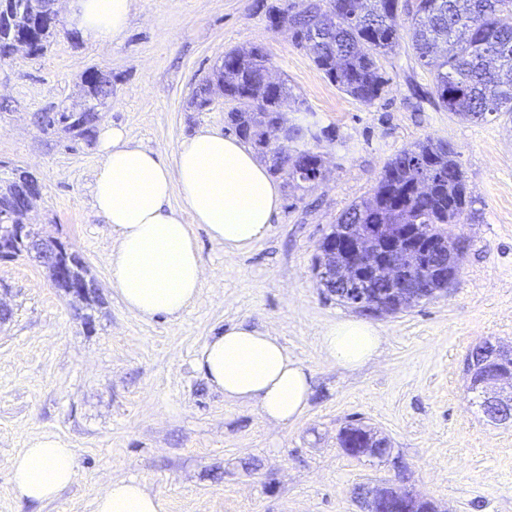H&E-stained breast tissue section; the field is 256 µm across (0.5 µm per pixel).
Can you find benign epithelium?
<instances>
[{"mask_svg": "<svg viewBox=\"0 0 512 512\" xmlns=\"http://www.w3.org/2000/svg\"><path fill=\"white\" fill-rule=\"evenodd\" d=\"M28 224H3L0 226V260L9 259L20 245L26 256L37 261L45 269L59 271L69 261V247L59 239L40 237L31 239L24 234ZM372 232L361 234L358 225L347 224L343 229V241L351 244L346 254V262L340 269L327 264L326 253L336 250V234L329 232L319 244L316 275L320 285L328 286L326 292L336 297L345 306L362 313L391 315L398 312L385 299L378 304L366 302L371 286L376 281H400L404 283L402 302L416 306L430 298L423 288L416 286L411 275V267L406 262L420 264L435 260L431 251L434 246H424L408 241V226L397 224L386 238L382 249L372 246L373 233L382 232L387 225L372 224ZM76 301H83L98 293L96 282L84 281L78 288L66 289ZM481 359L464 362V373L470 389L480 395L483 406L488 408L512 397V365L507 359L512 357V348L491 344L479 348ZM392 448L385 438L380 445L359 450V456L371 459H387ZM364 512H413L419 505L431 502L412 490L389 483L384 487L368 488L362 493Z\"/></svg>", "mask_w": 512, "mask_h": 512, "instance_id": "1", "label": "benign epithelium"}]
</instances>
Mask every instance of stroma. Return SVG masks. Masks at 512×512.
<instances>
[{
  "label": "stroma",
  "mask_w": 512,
  "mask_h": 512,
  "mask_svg": "<svg viewBox=\"0 0 512 512\" xmlns=\"http://www.w3.org/2000/svg\"><path fill=\"white\" fill-rule=\"evenodd\" d=\"M302 0H133L125 33L108 48L83 38L61 11L48 49L0 64V165L34 173L43 194L29 215L41 235L69 241L101 290L95 328L46 271L0 260V296L13 316L0 325V512H94L98 493L134 479L161 495L167 512H361L359 488L399 480L440 512H512V423L493 425L467 389L463 360L480 341L512 347V121H466L428 93L433 67L409 36L381 57V98L340 91L316 69L290 29L270 14ZM260 46L274 80L286 82L321 126L326 177L308 187L274 181L280 208L268 235L242 254L225 253L193 225L204 275L180 317L131 314L109 283L112 235L92 207L96 136L44 132L36 115L79 103L81 78L112 77L100 124L172 158L201 130L228 132L223 97H192L225 51ZM453 145L475 203L449 225L465 251L446 294L372 318L380 355L357 369L320 348L322 329L356 318L325 294L314 271L318 244L338 216L372 194L387 161L427 139ZM270 330L312 377L309 405L293 424L225 400L195 365L224 328ZM386 437L393 460L347 455L351 423ZM52 433L76 452L73 483L50 502L15 499L1 462L28 439Z\"/></svg>",
  "instance_id": "35a3bbf8"
}]
</instances>
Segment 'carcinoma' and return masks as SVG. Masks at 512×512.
<instances>
[{"mask_svg":"<svg viewBox=\"0 0 512 512\" xmlns=\"http://www.w3.org/2000/svg\"><path fill=\"white\" fill-rule=\"evenodd\" d=\"M42 8L40 0H0V10L9 12L8 24L0 25V46L23 37L43 52L60 29L54 20L37 21ZM405 26L417 60L435 68L440 107L471 121L512 114V0H307L300 10L288 13V27L316 68L340 90L366 102L380 96L386 79L379 58L394 51ZM266 63L261 49L225 53L224 69H216L215 79L198 88L194 105L202 107L214 94L241 100L240 107L228 112L233 128L259 145L277 130L285 141L269 162L272 173L285 175L288 185L322 180L320 155L309 144L330 139L331 132L322 128L314 135L309 124L296 120L280 125L282 103L290 112L306 108L285 83L267 82ZM111 88L107 73L89 69L82 77L89 111L70 113V122L62 126L51 121L50 112L40 113L39 120L47 130L87 137L97 119L99 98ZM32 180L31 173L19 168L0 176V213L9 214L15 224L26 218L15 208V197ZM473 203L454 150L427 139L386 163L373 195L336 219V235L343 224H409L418 237L437 240V253L448 262V275L455 277L460 246L447 226L459 223ZM372 433L367 426L350 424L339 433L340 447L352 438L366 446Z\"/></svg>","mask_w":512,"mask_h":512,"instance_id":"1","label":"carcinoma"}]
</instances>
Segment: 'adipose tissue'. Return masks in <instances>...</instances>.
<instances>
[{"instance_id": "1", "label": "adipose tissue", "mask_w": 512, "mask_h": 512, "mask_svg": "<svg viewBox=\"0 0 512 512\" xmlns=\"http://www.w3.org/2000/svg\"><path fill=\"white\" fill-rule=\"evenodd\" d=\"M132 0H71L70 18L84 36L105 47L125 32ZM101 162L92 182L93 207L116 238L108 257L109 282L133 315L179 316L201 292L203 264L191 227L236 254L266 237L280 205L277 186L252 152L218 132L183 139L172 160L103 126ZM182 206L174 208L172 196ZM383 338L363 320L327 325L320 346L336 365L360 367L379 353ZM195 363L226 400L251 402L268 420L294 423L311 396L310 376L269 330L228 327L198 351ZM11 488L21 501L55 499L76 476L75 451L53 434L28 441L7 461ZM94 512H165V502L133 479L112 481Z\"/></svg>"}]
</instances>
